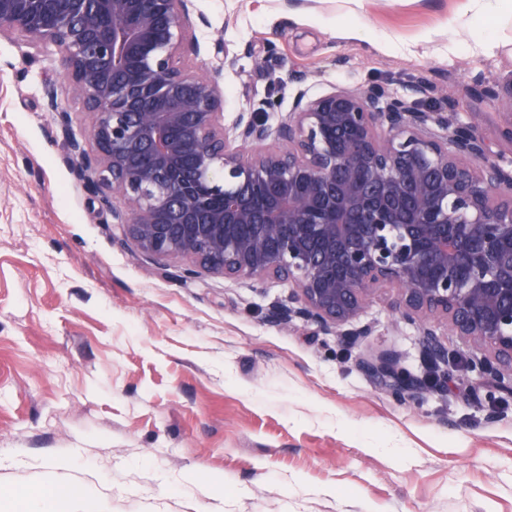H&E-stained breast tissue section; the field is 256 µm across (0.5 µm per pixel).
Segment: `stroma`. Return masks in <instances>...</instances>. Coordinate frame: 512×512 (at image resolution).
Wrapping results in <instances>:
<instances>
[{
  "label": "stroma",
  "instance_id": "stroma-1",
  "mask_svg": "<svg viewBox=\"0 0 512 512\" xmlns=\"http://www.w3.org/2000/svg\"><path fill=\"white\" fill-rule=\"evenodd\" d=\"M205 73L215 43L225 116L269 124L298 90L371 86L474 123L493 148L512 123V0H192ZM67 63L0 38V512H512V400L448 336L446 391L393 398L356 365L392 351L427 369L392 290L360 315L355 348L266 319L288 297L153 260L112 240L72 170L44 95Z\"/></svg>",
  "mask_w": 512,
  "mask_h": 512
}]
</instances>
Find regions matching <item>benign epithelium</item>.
Listing matches in <instances>:
<instances>
[{"mask_svg":"<svg viewBox=\"0 0 512 512\" xmlns=\"http://www.w3.org/2000/svg\"><path fill=\"white\" fill-rule=\"evenodd\" d=\"M188 2L0 0V36L54 46L66 92L93 114L89 151L58 86L45 88L76 177L111 212L112 239L190 258L184 278L286 280L288 300L268 319L348 347L371 335L358 317L387 286L430 373L410 375L394 352L358 358L362 372L399 400L443 388L456 371L445 324L490 349L468 367L512 394V157L473 123L377 86L301 90L274 127L246 111L227 124L216 79L175 64L198 49ZM272 137L281 146L265 148Z\"/></svg>","mask_w":512,"mask_h":512,"instance_id":"7a95c632","label":"benign epithelium"}]
</instances>
